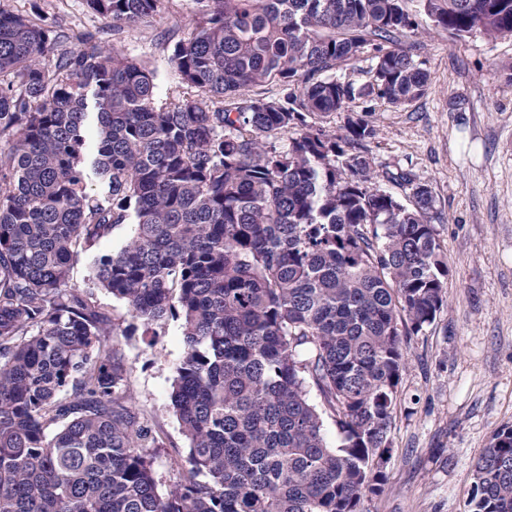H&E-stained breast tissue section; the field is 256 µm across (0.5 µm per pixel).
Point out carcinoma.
<instances>
[{"label": "carcinoma", "instance_id": "obj_1", "mask_svg": "<svg viewBox=\"0 0 512 512\" xmlns=\"http://www.w3.org/2000/svg\"><path fill=\"white\" fill-rule=\"evenodd\" d=\"M86 2L115 27L160 0ZM402 2L196 0L172 53L183 91L161 105L152 73L96 34L67 49L64 31L0 8V512H361L380 491L402 333L447 302L431 190L403 204L369 158L368 104L428 87ZM424 9L452 38L512 37V0ZM365 48L369 82L336 76ZM337 111L339 135L320 124ZM119 224L130 235L94 260V284L145 336L180 321L186 347L171 401L188 475L164 495L163 443L124 357L102 350L112 318L69 284ZM468 506L512 512V426L479 457ZM309 398L317 406L321 414L324 425V433L328 445L335 447L336 445L339 444L336 432V425L334 422L335 418L333 417L330 409L321 400L317 388L312 383H310L309 386Z\"/></svg>", "mask_w": 512, "mask_h": 512}]
</instances>
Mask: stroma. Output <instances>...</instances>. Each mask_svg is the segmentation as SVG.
Listing matches in <instances>:
<instances>
[{
	"label": "stroma",
	"mask_w": 512,
	"mask_h": 512,
	"mask_svg": "<svg viewBox=\"0 0 512 512\" xmlns=\"http://www.w3.org/2000/svg\"><path fill=\"white\" fill-rule=\"evenodd\" d=\"M420 26L414 58L429 74L426 94L405 108L375 103L371 145L376 172L410 174L384 182L402 203L415 185L434 197L429 213L448 267L447 302L435 321L403 337L406 362L389 429L390 454L379 493L363 512H466L473 470L493 433L512 426V38L475 32L449 38L425 14L422 0H404ZM0 8L38 17L69 35L102 31L103 49L152 70L157 103L181 90L171 61L174 43L197 11L196 0H161L157 12L113 30L86 0H0ZM94 297L120 335L127 389L153 419L163 441L155 471L159 493L187 473L189 442L171 404L175 368L185 352L179 322L157 326L156 342L123 335L131 318L124 301L103 289Z\"/></svg>",
	"instance_id": "35a3bbf8"
}]
</instances>
